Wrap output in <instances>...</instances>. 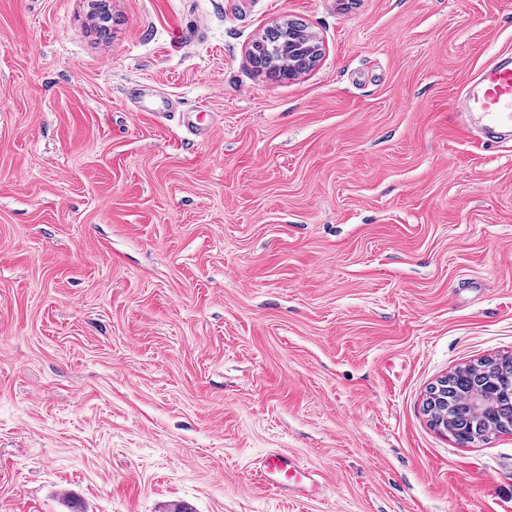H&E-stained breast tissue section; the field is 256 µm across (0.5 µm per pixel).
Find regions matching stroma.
<instances>
[{"label": "stroma", "instance_id": "stroma-1", "mask_svg": "<svg viewBox=\"0 0 512 512\" xmlns=\"http://www.w3.org/2000/svg\"><path fill=\"white\" fill-rule=\"evenodd\" d=\"M90 2L0 0V512H512V433L424 410L512 356V141L452 109L512 0ZM295 29L297 30V34H299L302 37V39L307 44V47H308L307 55L304 57V59L301 62V64H299L298 66H293V65L290 64V62L288 63V58L284 57L283 54L274 53L276 55L282 56L281 62H283V64H285V65H288V71H285L281 67L282 64L278 60H271L269 62L268 68L270 70H272L273 72H277L278 71V73H280V70H281V71L288 72V75L300 74L303 71H305L308 68L309 65L310 66L313 65L310 62V58H313V60L315 62L316 59L318 58V56L321 54V52H320L321 48L317 44H315V46L312 45L309 41L306 40V38L304 37L305 34L303 33L302 30H300L298 28H295ZM257 475L270 488L304 497L310 495L317 485L314 476L325 482L323 475L305 467L296 456L286 451L271 452L263 457Z\"/></svg>", "mask_w": 512, "mask_h": 512}]
</instances>
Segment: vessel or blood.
Listing matches in <instances>:
<instances>
[{"label":"vessel or blood","instance_id":"1","mask_svg":"<svg viewBox=\"0 0 512 512\" xmlns=\"http://www.w3.org/2000/svg\"><path fill=\"white\" fill-rule=\"evenodd\" d=\"M464 117L478 120L483 143L512 131V50L498 52L475 75L466 93ZM257 475L270 488L304 497L317 484L314 471L286 451L263 457Z\"/></svg>","mask_w":512,"mask_h":512}]
</instances>
